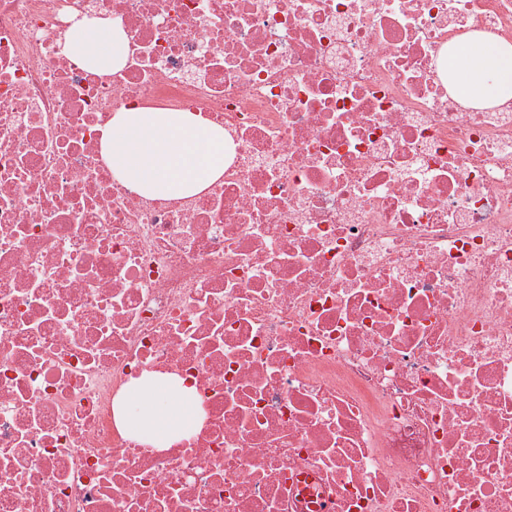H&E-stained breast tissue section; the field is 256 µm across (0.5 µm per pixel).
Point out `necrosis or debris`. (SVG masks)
<instances>
[{
    "label": "necrosis or debris",
    "mask_w": 512,
    "mask_h": 512,
    "mask_svg": "<svg viewBox=\"0 0 512 512\" xmlns=\"http://www.w3.org/2000/svg\"><path fill=\"white\" fill-rule=\"evenodd\" d=\"M120 27L90 70L66 34ZM512 0H0V512H512ZM224 130L148 198L116 113ZM191 388L168 444L117 413ZM127 38L123 32L102 22L70 30L66 50L87 67L106 73L122 63L127 53ZM448 70L458 77V90L471 102L512 98V43L476 33L465 58L448 55Z\"/></svg>",
    "instance_id": "obj_1"
}]
</instances>
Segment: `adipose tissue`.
<instances>
[{"label":"adipose tissue","instance_id":"obj_1","mask_svg":"<svg viewBox=\"0 0 512 512\" xmlns=\"http://www.w3.org/2000/svg\"><path fill=\"white\" fill-rule=\"evenodd\" d=\"M65 47L87 67L105 73L124 61L127 38L108 24L94 22L70 30ZM448 68L458 77L460 95L469 101L512 98V43L475 34L469 55L449 56ZM102 144L113 172L151 198L198 193L224 172L223 129L190 112L117 113L103 132ZM120 415L138 420L151 438L159 433L176 436L194 422L188 389L179 386L155 397L146 381L121 405Z\"/></svg>","mask_w":512,"mask_h":512}]
</instances>
